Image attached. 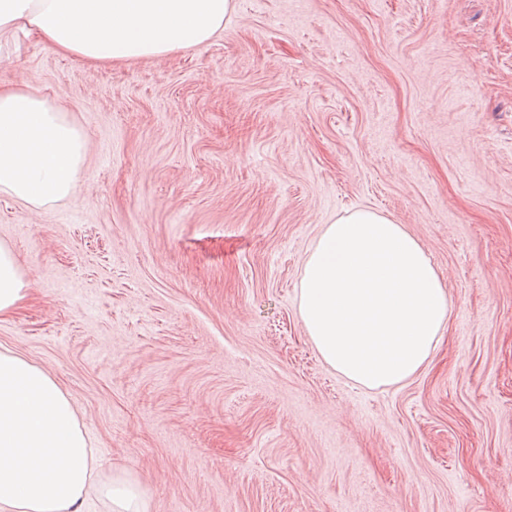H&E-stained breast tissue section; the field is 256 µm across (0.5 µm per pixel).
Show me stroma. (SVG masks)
Returning a JSON list of instances; mask_svg holds the SVG:
<instances>
[{
	"label": "stroma",
	"mask_w": 512,
	"mask_h": 512,
	"mask_svg": "<svg viewBox=\"0 0 512 512\" xmlns=\"http://www.w3.org/2000/svg\"><path fill=\"white\" fill-rule=\"evenodd\" d=\"M22 78L87 156L68 203L0 193L32 288L0 346L68 395L100 479L149 512H512V0H234L208 43L112 66L20 32ZM356 208L453 306L400 386L336 375L297 311Z\"/></svg>",
	"instance_id": "1"
}]
</instances>
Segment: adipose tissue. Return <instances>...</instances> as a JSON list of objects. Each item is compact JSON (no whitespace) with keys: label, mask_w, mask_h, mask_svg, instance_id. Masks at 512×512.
<instances>
[{"label":"adipose tissue","mask_w":512,"mask_h":512,"mask_svg":"<svg viewBox=\"0 0 512 512\" xmlns=\"http://www.w3.org/2000/svg\"><path fill=\"white\" fill-rule=\"evenodd\" d=\"M233 0H0V44L16 33L92 64L155 59L223 29ZM85 138L59 105L27 83L0 86V193L38 210L73 198ZM30 288L0 242V318ZM298 313L322 362L368 389L423 369L446 331L448 290L423 242L374 210L322 225L298 284ZM93 496L112 512H148L140 485L100 481L93 449L58 383L0 349V512H84Z\"/></svg>","instance_id":"1"}]
</instances>
